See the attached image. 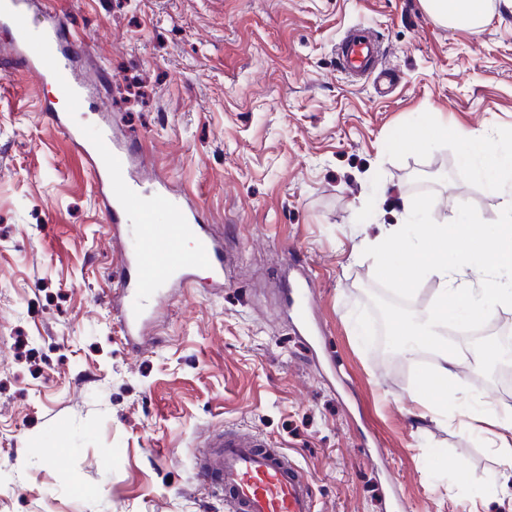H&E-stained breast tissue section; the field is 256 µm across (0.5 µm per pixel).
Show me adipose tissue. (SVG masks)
<instances>
[{
	"instance_id": "ef3b65f1",
	"label": "adipose tissue",
	"mask_w": 512,
	"mask_h": 512,
	"mask_svg": "<svg viewBox=\"0 0 512 512\" xmlns=\"http://www.w3.org/2000/svg\"><path fill=\"white\" fill-rule=\"evenodd\" d=\"M427 9L443 24L458 28H479L488 12V0H425ZM439 136H452L462 143L483 168H503L507 180L499 186L502 224L495 235L471 231L468 225L426 224L416 243L410 245L411 265L440 283L436 300L408 319L398 320L395 334L407 355H414L420 343L436 346L430 378L410 394L413 403L438 413L448 403V386L456 377L459 363L455 348L449 347L442 332L452 322H471L490 314L496 306L512 303V161L504 159L485 135L463 128H438ZM495 269L508 279L487 289L484 301H477L466 276L472 266Z\"/></svg>"
}]
</instances>
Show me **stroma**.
I'll return each mask as SVG.
<instances>
[{
	"mask_svg": "<svg viewBox=\"0 0 512 512\" xmlns=\"http://www.w3.org/2000/svg\"><path fill=\"white\" fill-rule=\"evenodd\" d=\"M67 21L92 90L74 121L108 122L145 177L195 205L225 247L223 287L168 288L133 351L112 293L134 218L113 228L91 167L44 115L45 87L0 46V512H232L195 478L215 427L254 431L308 475L316 512H512L511 471L459 408L512 426L493 362L457 367L448 414L420 419L391 323L438 286L392 249L390 225L495 234L498 171L460 144L408 134L461 127L512 155V8L478 29L422 0H35ZM364 24L397 73L388 95L336 65ZM406 197L418 206L406 218ZM320 333L283 305L301 276ZM416 282L406 302L377 297Z\"/></svg>",
	"mask_w": 512,
	"mask_h": 512,
	"instance_id": "1",
	"label": "stroma"
}]
</instances>
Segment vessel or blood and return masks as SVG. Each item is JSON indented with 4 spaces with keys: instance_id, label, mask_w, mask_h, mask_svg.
I'll list each match as a JSON object with an SVG mask.
<instances>
[{
    "instance_id": "vessel-or-blood-1",
    "label": "vessel or blood",
    "mask_w": 512,
    "mask_h": 512,
    "mask_svg": "<svg viewBox=\"0 0 512 512\" xmlns=\"http://www.w3.org/2000/svg\"><path fill=\"white\" fill-rule=\"evenodd\" d=\"M65 30L64 20L47 26L32 18L29 0H0V34L12 46L13 62L53 86L78 112L86 99L63 44ZM336 62L354 81L371 77L379 82L392 76L382 63L377 38L363 25L346 29ZM48 117L92 160L113 223L131 216L139 224L141 244L123 258L112 293L113 303L124 309L121 333L131 348H138L150 323L147 297L169 284L195 287L202 266L210 270L213 282H221L224 243L200 224L195 209L170 195L164 183L143 186L131 172L129 149L113 144L108 129L89 137L70 123L68 114L52 111ZM159 210L167 214V223H156ZM194 459L200 483L228 495L234 512H315L307 475L264 439L224 430L210 436Z\"/></svg>"
}]
</instances>
